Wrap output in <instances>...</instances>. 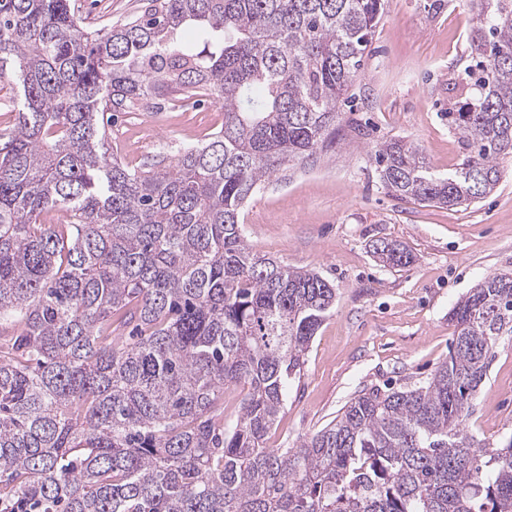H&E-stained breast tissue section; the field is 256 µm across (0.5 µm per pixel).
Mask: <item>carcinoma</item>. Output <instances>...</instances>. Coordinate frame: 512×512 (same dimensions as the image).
Masks as SVG:
<instances>
[{
	"label": "carcinoma",
	"mask_w": 512,
	"mask_h": 512,
	"mask_svg": "<svg viewBox=\"0 0 512 512\" xmlns=\"http://www.w3.org/2000/svg\"><path fill=\"white\" fill-rule=\"evenodd\" d=\"M155 2L89 31L70 0H0V82L21 101L0 130V512H512V435L488 448L466 426L512 336L507 273L450 310L426 381L361 390L293 448L266 442L336 289L253 254L240 215L336 143L385 0ZM470 2L474 94L448 113L470 154L443 178L413 142H384L396 197L474 202L512 157V0ZM204 91L224 123L175 162L110 152L107 113ZM372 253L413 262L397 240ZM244 391L242 387L224 389V427L231 429L237 421Z\"/></svg>",
	"instance_id": "carcinoma-1"
}]
</instances>
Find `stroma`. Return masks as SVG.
<instances>
[{
	"instance_id": "35a3bbf8",
	"label": "stroma",
	"mask_w": 512,
	"mask_h": 512,
	"mask_svg": "<svg viewBox=\"0 0 512 512\" xmlns=\"http://www.w3.org/2000/svg\"><path fill=\"white\" fill-rule=\"evenodd\" d=\"M74 3L82 26L107 29L142 15L150 0ZM476 28L468 0H385L335 146L267 179L242 210L253 253L315 270L336 289L288 383L273 447H295L361 390L424 381L448 358L450 309L484 277L512 271V158L493 191L453 209L389 195L374 160L379 143L403 137L435 175L459 170L469 150L448 115L472 95L465 68ZM223 120L209 97L137 104L114 114L109 144L143 167L156 157L150 130L165 136L172 160ZM384 239L403 243L413 264L377 261L370 246ZM466 425L493 446L512 435V336L500 338Z\"/></svg>"
}]
</instances>
